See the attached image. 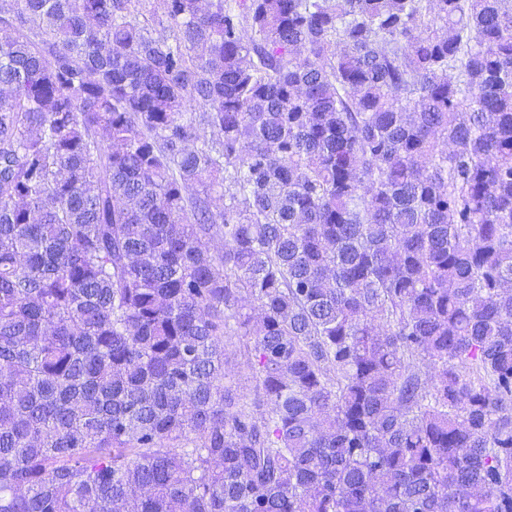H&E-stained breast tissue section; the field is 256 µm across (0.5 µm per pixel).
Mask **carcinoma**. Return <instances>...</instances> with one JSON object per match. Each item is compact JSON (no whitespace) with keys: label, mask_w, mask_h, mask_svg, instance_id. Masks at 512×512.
Here are the masks:
<instances>
[{"label":"carcinoma","mask_w":512,"mask_h":512,"mask_svg":"<svg viewBox=\"0 0 512 512\" xmlns=\"http://www.w3.org/2000/svg\"><path fill=\"white\" fill-rule=\"evenodd\" d=\"M135 2L0 3V512H512V0ZM224 343H226V353L229 357V365L234 367V375L229 382L226 380L227 385H233V389L238 387V393L249 392L252 387L251 374L243 367L244 359L240 350H242L241 343L238 336H226L224 337Z\"/></svg>","instance_id":"1"}]
</instances>
